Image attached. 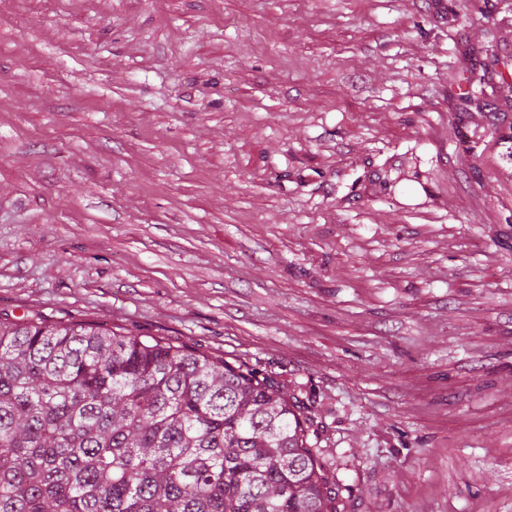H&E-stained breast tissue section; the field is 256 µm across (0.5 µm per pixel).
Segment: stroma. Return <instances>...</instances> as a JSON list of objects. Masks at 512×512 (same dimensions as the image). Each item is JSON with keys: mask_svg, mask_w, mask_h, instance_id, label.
I'll use <instances>...</instances> for the list:
<instances>
[{"mask_svg": "<svg viewBox=\"0 0 512 512\" xmlns=\"http://www.w3.org/2000/svg\"><path fill=\"white\" fill-rule=\"evenodd\" d=\"M512 0H0V315L305 404L336 512H512Z\"/></svg>", "mask_w": 512, "mask_h": 512, "instance_id": "1", "label": "stroma"}]
</instances>
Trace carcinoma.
<instances>
[{
    "instance_id": "cac0c4a2",
    "label": "carcinoma",
    "mask_w": 512,
    "mask_h": 512,
    "mask_svg": "<svg viewBox=\"0 0 512 512\" xmlns=\"http://www.w3.org/2000/svg\"><path fill=\"white\" fill-rule=\"evenodd\" d=\"M304 403L85 321L0 318V512H335Z\"/></svg>"
}]
</instances>
